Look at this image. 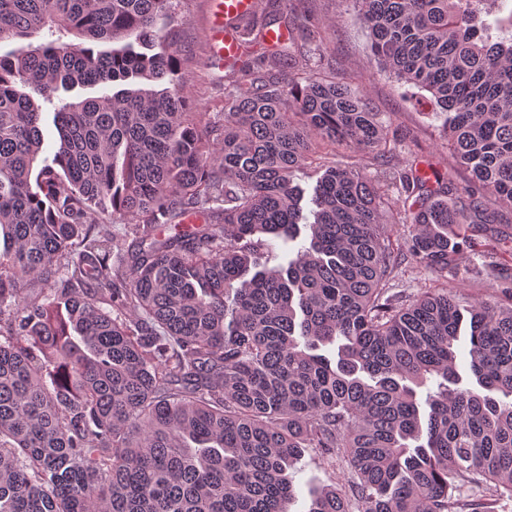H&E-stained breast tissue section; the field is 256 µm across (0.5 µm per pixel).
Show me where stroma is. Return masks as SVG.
Segmentation results:
<instances>
[{"label": "stroma", "instance_id": "obj_1", "mask_svg": "<svg viewBox=\"0 0 512 512\" xmlns=\"http://www.w3.org/2000/svg\"><path fill=\"white\" fill-rule=\"evenodd\" d=\"M214 0H173L167 16L158 25L180 50L178 78L192 101L200 126L224 121V88L232 78L231 69H220L210 58L209 25ZM253 20L288 29L301 37L309 29L320 28L325 37L324 52L331 75L354 77L368 106L379 112L389 135L397 140L392 167L409 161L421 168H453L450 151L440 136L442 119L435 114L424 94L380 73L368 50V31L353 0H292L290 7L273 9L271 0H261ZM453 177L466 184V170L453 168ZM480 256L467 253L444 283L460 300L475 303L487 298L485 283L475 274Z\"/></svg>", "mask_w": 512, "mask_h": 512}]
</instances>
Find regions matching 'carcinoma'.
I'll use <instances>...</instances> for the list:
<instances>
[{
    "mask_svg": "<svg viewBox=\"0 0 512 512\" xmlns=\"http://www.w3.org/2000/svg\"><path fill=\"white\" fill-rule=\"evenodd\" d=\"M356 2L378 70L430 94L468 185L390 166L378 113L321 72L318 29L242 63L202 136L157 28L171 0H0V41L48 37L0 54V512H286L307 453L332 477L309 512L512 503V272L487 265L498 295L475 304L387 287L404 261L446 276L501 243L512 11L495 39L499 0ZM128 80L165 88L109 93ZM75 85L102 94L56 106L48 144L44 104ZM106 216L132 221L117 236Z\"/></svg>",
    "mask_w": 512,
    "mask_h": 512,
    "instance_id": "obj_1",
    "label": "carcinoma"
}]
</instances>
